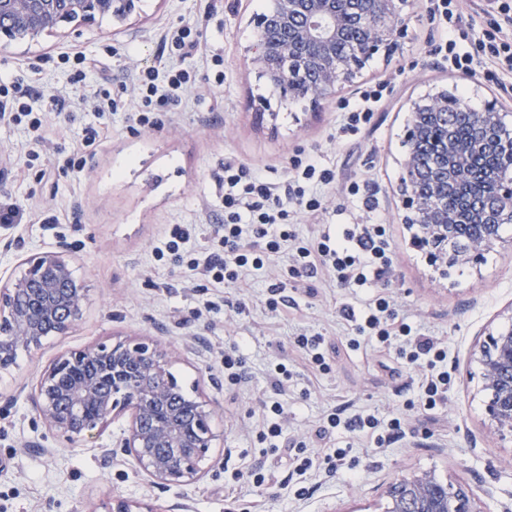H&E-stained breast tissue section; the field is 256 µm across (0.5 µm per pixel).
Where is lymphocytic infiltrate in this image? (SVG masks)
<instances>
[{"label": "lymphocytic infiltrate", "instance_id": "lymphocytic-infiltrate-1", "mask_svg": "<svg viewBox=\"0 0 512 512\" xmlns=\"http://www.w3.org/2000/svg\"><path fill=\"white\" fill-rule=\"evenodd\" d=\"M475 6L488 19L483 40L462 52L456 39L447 38L441 49L448 51L451 63L463 73L479 70L491 81L511 76L512 0H476ZM189 81L188 71L173 67L140 74L136 82L144 110L137 113V122L148 125L150 109L161 110L178 102ZM381 99V91H363L344 113L336 129L337 141L362 133ZM332 179L331 170L311 160L298 165L295 175L282 186L261 180L247 165L225 162L223 234L209 251L190 257L188 265L216 283H236L248 272L264 269L270 257L283 248H290L294 274H328L335 277L337 286L364 292L361 307L343 306L341 316L356 323L360 335L377 347H395L406 364L426 367L421 402L424 409H434L448 397V373L442 368L448 351L438 339L413 330L394 313L392 300L384 291L392 271V243L387 226L372 217L375 202L368 189L355 182L349 190L371 214L365 223L323 224L307 242L300 241L288 224L289 206L304 212L320 209L315 188ZM340 426L382 443L398 435L401 420L396 416L382 420L340 408L326 416L319 433L324 436Z\"/></svg>", "mask_w": 512, "mask_h": 512}]
</instances>
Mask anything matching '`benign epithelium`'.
<instances>
[{"mask_svg": "<svg viewBox=\"0 0 512 512\" xmlns=\"http://www.w3.org/2000/svg\"><path fill=\"white\" fill-rule=\"evenodd\" d=\"M138 0H0V16L12 18L0 27V42H33L63 23L112 13L123 20ZM411 0H272V8L254 17L256 38L250 64L284 98L306 99L316 108L336 97L360 76L367 59L387 58L399 50L401 15ZM354 29L359 43L336 54V44ZM449 111L467 114L475 129L462 148L451 131H436L445 143L432 175L423 169L414 149L429 126ZM501 116L496 103L476 110L448 96H431L413 104L404 138V208L406 223L416 224L417 243L434 261L476 263L484 252L503 242L502 225L512 223V178L490 196L476 194L483 174L471 158L501 151ZM465 223L482 227V235L465 243ZM87 290L76 280L70 247L61 240L54 251L24 259L20 274L0 281V368L21 350L39 347L49 336L66 334L83 315ZM481 390L488 396L486 413L493 430L512 436V325L487 334L475 357ZM168 355L142 340L101 343L59 354L41 374L31 396L38 417L57 437L75 443L98 438L112 419L129 415L121 440L102 449L110 462L132 457L158 486L200 480L212 448L211 412L194 400L185 410L181 391L168 369ZM436 476L429 473L398 480L385 491L384 512H401L400 497L415 504L412 512H478L470 492L447 482L442 495L429 491ZM91 512H164L150 503L112 496Z\"/></svg>", "mask_w": 512, "mask_h": 512, "instance_id": "7a95c632", "label": "benign epithelium"}]
</instances>
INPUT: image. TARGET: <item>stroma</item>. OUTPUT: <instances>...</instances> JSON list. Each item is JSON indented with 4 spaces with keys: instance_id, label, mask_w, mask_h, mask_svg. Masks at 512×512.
Returning <instances> with one entry per match:
<instances>
[{
    "instance_id": "stroma-1",
    "label": "stroma",
    "mask_w": 512,
    "mask_h": 512,
    "mask_svg": "<svg viewBox=\"0 0 512 512\" xmlns=\"http://www.w3.org/2000/svg\"><path fill=\"white\" fill-rule=\"evenodd\" d=\"M430 6L416 0L408 10L399 54L373 57L360 78L317 110L280 98L248 61L255 39L250 19L266 11V0H141L121 23L108 17L65 23L38 41L0 45V75L30 90L34 109L60 102L48 111L40 146L26 126L0 120V202L21 214L17 223L0 225V273H19L23 253L53 249L63 239L89 295L83 320L68 334L45 339L38 351L20 353L15 365L0 370V512H91L113 495L161 508L185 502L193 512H382L385 488L422 472L468 488L479 512L512 508V441L488 427L487 397L472 359L484 331L512 325V248L491 249L476 266L441 269L418 246L415 226L404 222L400 192L413 101L441 92L477 108L493 100L512 128V93L483 75L456 71L434 53L443 31ZM184 27L196 30L207 53L178 59L193 82L155 125L140 126L133 119L141 109L134 78L158 65L164 34ZM75 52L86 57L85 70L69 61ZM375 85L388 92L367 131L336 142L342 105ZM104 96L117 107L100 115L97 100ZM92 122L104 135L81 148V130ZM79 149L83 169L64 166ZM312 158L335 178L319 186L318 212L294 211L289 221L305 240L318 225L350 223L358 212L350 181L374 185L376 218L387 224L393 245L386 291L399 317L448 349V398L435 409L421 410L422 374L395 350L350 346L356 331L340 309L355 303V293L333 278L288 276L282 252L242 283L222 286L178 257H155L178 225L196 226L194 248L212 243L224 221L225 161L281 182ZM277 277L295 300L291 308L269 304L268 286ZM306 332L336 347L330 371L306 367L295 343ZM134 336L156 339L184 392L214 410L217 439L199 482L163 489L132 459L104 461L99 448L122 436L126 417L98 439L69 444L32 408L30 392L58 353ZM236 345L246 380L232 387L224 381V353ZM279 360L298 377L281 398L286 444L272 448L259 438L261 402L272 393L268 371ZM340 406L400 416L404 430L386 448L341 427L331 439L319 438L322 418ZM295 442L313 459L302 474L295 470ZM334 444L346 456L331 476L324 457ZM258 462L273 474L260 487L249 476Z\"/></svg>"
}]
</instances>
